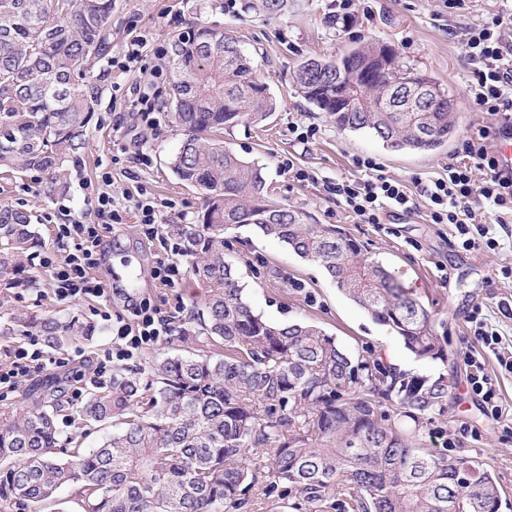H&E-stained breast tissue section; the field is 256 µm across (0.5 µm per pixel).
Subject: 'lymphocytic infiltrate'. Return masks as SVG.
<instances>
[{"mask_svg":"<svg viewBox=\"0 0 512 512\" xmlns=\"http://www.w3.org/2000/svg\"><path fill=\"white\" fill-rule=\"evenodd\" d=\"M512 30V10L493 14L489 19L463 30L462 50L472 67L468 95L478 111L499 116L496 125H482L470 132L462 142V157L449 164L446 175L422 183L419 194H412L402 182L378 174L373 158L358 159V166L368 170L359 182H325L327 193L359 224H379L394 211L412 212L417 198L428 204V218L433 224L454 225L464 249L486 247L498 249L502 242L512 243V230L505 238H497L491 225L502 223L505 214L512 213V177H503L497 168L495 154L489 151L491 140L502 126H512V42H506V31ZM102 188L90 194L87 203L96 220L86 223L81 213L62 207V221L57 224L59 239L72 241L74 249L63 258L45 257L43 268L55 285L59 300L99 299L105 297L104 283L94 276L103 256L102 231L123 223L127 214H134L149 237H156L163 222L164 210L147 194L119 202L112 195L110 176H103ZM480 199L485 210L476 214L471 199ZM130 321L113 327L114 351L105 352L98 361L89 383L102 387L112 379L113 360H125L139 350L153 346L170 335L175 312H162L147 302H131ZM74 355H50L37 341L17 344L6 349L0 362V389L12 391L35 374L60 368L74 362Z\"/></svg>","mask_w":512,"mask_h":512,"instance_id":"f902f5d3","label":"lymphocytic infiltrate"}]
</instances>
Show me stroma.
I'll return each instance as SVG.
<instances>
[{
	"label": "stroma",
	"instance_id": "obj_1",
	"mask_svg": "<svg viewBox=\"0 0 512 512\" xmlns=\"http://www.w3.org/2000/svg\"><path fill=\"white\" fill-rule=\"evenodd\" d=\"M226 2L116 0L110 53L89 61L92 70L109 69L111 82L99 108L98 123L89 131L82 155L70 167L69 189L49 195L43 183L34 182L32 173L0 174V203L35 215L42 237L39 251L49 256L63 253L55 240L53 216L64 205L83 211L85 195L106 173L112 176L114 195L135 197L147 191L156 199L174 201V209L165 212V223H195L203 198L184 186L168 166L181 145L183 131L172 127L163 114L158 125L142 130L138 145L130 143V132L136 125L128 110L133 89L154 83L156 95L164 103L171 91L169 80H153L147 71L123 73L112 69L111 62L137 35L144 36L143 54L149 59L157 48L170 47L175 34L196 23L206 20L224 25L252 58L278 101L277 111L265 125L239 126L225 133V146L263 166L274 201L308 213L313 223L342 227L396 275L409 295L433 314L435 332L448 359L416 358L388 327L375 322L339 291L318 264L300 258L283 243L249 226L224 234V258L232 264L244 297L269 321L314 324L356 356L411 374L446 376L448 408L415 434L414 444L435 447L433 433L442 430L449 455L474 457L491 470L501 493L500 512H512V373L501 368L498 354L483 350L470 322L475 311H482L502 337L501 352L512 353V318L503 316L498 308L501 300L512 299V281L501 275L502 268L512 267V249H463L452 225L428 223V205L423 201L413 212L386 217L384 223L357 224L323 189L327 181L366 178L365 169L355 163L359 157L374 158L382 174L414 187L416 182L445 174L471 129L493 124V116L477 111L468 99L472 73L457 33L500 11L501 0H467L461 9L448 8L444 0H355L349 22L333 28L324 23L326 16L336 12L333 0H303L300 11L269 21L253 18L237 7L228 8ZM372 38L391 45L404 64L433 78L454 99L456 131L440 149L425 153L388 150L370 133L338 129L326 113L295 89L294 71L304 58H333L354 43ZM310 125L318 129L315 137L299 140L298 131ZM140 150L150 155L149 166L137 161ZM286 158L307 171L309 180L299 182L284 173L279 163ZM164 254L160 241L147 240L130 214L107 235L104 258L95 274L108 285L117 277L114 261L148 270ZM28 265L37 274L35 287L0 292V346L23 342L21 332L11 331L9 315L28 311L46 317L75 316L93 325L94 336L80 344L87 357L112 347V332L103 326L97 312L106 310L115 318L124 315L122 297L59 302L37 260H29ZM206 293V288L190 276L176 289L146 279L137 291L139 299L166 312L176 301H183L184 310L175 321L177 329L188 327L190 319L203 312ZM467 352L483 363L503 411L500 418L487 415L479 396L472 393L469 369L463 361ZM69 385L66 371L43 374L16 391L1 390L0 407L29 405L45 395L68 390Z\"/></svg>",
	"mask_w": 512,
	"mask_h": 512
}]
</instances>
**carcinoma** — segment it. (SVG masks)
<instances>
[{
	"mask_svg": "<svg viewBox=\"0 0 512 512\" xmlns=\"http://www.w3.org/2000/svg\"><path fill=\"white\" fill-rule=\"evenodd\" d=\"M290 0H244L243 11L275 19ZM115 0H0V169L48 175L50 191L69 188L68 164L86 144L110 73L88 70L112 43ZM170 119L185 132L169 162L202 195L195 224L165 232L192 258L208 288L207 318L187 356L151 362V379L117 368L112 386L83 408L87 423L121 429L100 447L57 455L49 402L0 410V508L18 501L41 512L63 485L81 483L87 512H498L501 495L484 464L469 483L456 476L465 456L416 448L411 434L448 405V379L412 375L360 359L320 328L278 325L257 314L224 261V232L252 226L319 263L336 287L401 337L418 359L447 360L433 315L361 244L332 224L274 202L263 167L224 146V131L267 121L277 109L237 41L205 22L171 44ZM371 89L369 105L331 112L340 130L367 131L393 150L433 151L452 135L457 115L448 91L404 66L379 42L352 46L329 62ZM326 74L295 72L317 108L338 93ZM414 80L433 112H408L391 84ZM40 243L33 215L0 205V288L33 287L24 258ZM13 322L51 346L77 343L95 328L74 319L24 313ZM397 403L391 423L379 399Z\"/></svg>",
	"mask_w": 512,
	"mask_h": 512,
	"instance_id": "1",
	"label": "carcinoma"
}]
</instances>
